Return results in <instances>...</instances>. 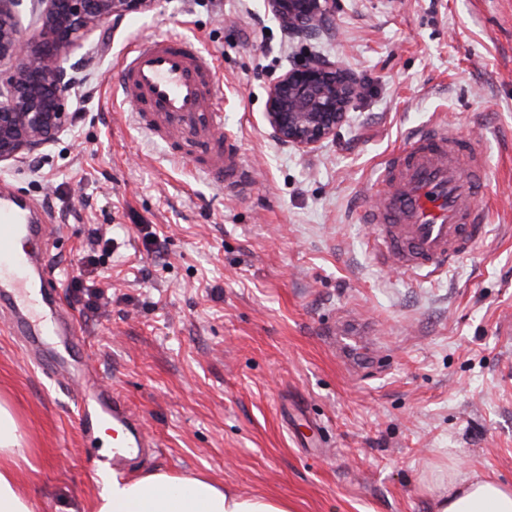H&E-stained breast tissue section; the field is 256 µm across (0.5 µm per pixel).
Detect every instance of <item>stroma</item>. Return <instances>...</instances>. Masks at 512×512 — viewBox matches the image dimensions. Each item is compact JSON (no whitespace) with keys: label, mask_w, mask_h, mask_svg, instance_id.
Masks as SVG:
<instances>
[{"label":"stroma","mask_w":512,"mask_h":512,"mask_svg":"<svg viewBox=\"0 0 512 512\" xmlns=\"http://www.w3.org/2000/svg\"><path fill=\"white\" fill-rule=\"evenodd\" d=\"M171 33L216 59L244 195L199 177L113 93L130 43ZM87 44L69 55L84 75L71 130L0 183L54 224L46 258L84 357L154 440L125 477L202 474L293 512H429L444 465L512 484V0H335L315 42L289 41L266 0H156ZM314 51L368 91L306 152L272 139L264 112L269 84ZM432 126L486 153L487 223L425 279L375 258L362 212L376 167ZM97 235L112 248L88 267ZM347 317L377 343L367 370L331 341ZM0 401L27 434L19 478L39 512H89L97 442L1 319Z\"/></svg>","instance_id":"stroma-1"}]
</instances>
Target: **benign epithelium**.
<instances>
[{
	"label": "benign epithelium",
	"instance_id": "7a95c632",
	"mask_svg": "<svg viewBox=\"0 0 512 512\" xmlns=\"http://www.w3.org/2000/svg\"><path fill=\"white\" fill-rule=\"evenodd\" d=\"M155 0H0V170L29 162L73 125L68 111L81 82L67 64L101 24L145 14ZM333 0H268L290 40H314L327 30ZM26 10L37 37L22 36ZM362 92L355 74L320 52L309 54L277 78L267 94L266 121L276 141L313 150L336 136L347 106Z\"/></svg>",
	"mask_w": 512,
	"mask_h": 512
}]
</instances>
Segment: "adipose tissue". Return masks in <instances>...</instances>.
I'll return each mask as SVG.
<instances>
[{
    "mask_svg": "<svg viewBox=\"0 0 512 512\" xmlns=\"http://www.w3.org/2000/svg\"><path fill=\"white\" fill-rule=\"evenodd\" d=\"M25 435L0 402V512H38L34 494L22 491L18 470L26 461ZM92 512H291L284 499L245 496L205 475L152 472L135 479L99 472ZM430 512H512V486L479 472H449L436 484Z\"/></svg>",
    "mask_w": 512,
    "mask_h": 512,
    "instance_id": "1",
    "label": "adipose tissue"
}]
</instances>
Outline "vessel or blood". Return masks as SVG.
I'll use <instances>...</instances> for the list:
<instances>
[{"label":"vessel or blood","instance_id":"vessel-or-blood-1","mask_svg":"<svg viewBox=\"0 0 512 512\" xmlns=\"http://www.w3.org/2000/svg\"><path fill=\"white\" fill-rule=\"evenodd\" d=\"M116 90L135 104L139 123L152 137L181 136L194 144L206 159L197 169L200 176L231 196L251 187L238 143L224 132L217 72L195 40L171 34L136 41L119 67ZM485 176V158L468 138L444 129L414 133L406 148L379 168L375 182L384 194L363 212L376 257L428 277L468 254L484 229L476 190ZM50 230L30 203L0 193V315L31 345L58 330L60 281L42 253L17 251L15 243L47 238ZM362 332L359 326H337V349L344 354L364 349ZM42 368L67 371L85 435L105 422L121 438L115 456L150 447L141 419L115 392L88 379V366L70 368L63 356Z\"/></svg>","mask_w":512,"mask_h":512}]
</instances>
